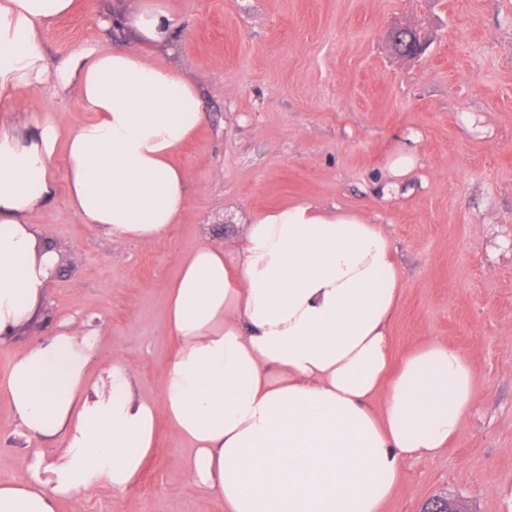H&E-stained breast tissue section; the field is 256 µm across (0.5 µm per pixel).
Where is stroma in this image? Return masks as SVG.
Masks as SVG:
<instances>
[{"label":"stroma","instance_id":"obj_1","mask_svg":"<svg viewBox=\"0 0 512 512\" xmlns=\"http://www.w3.org/2000/svg\"><path fill=\"white\" fill-rule=\"evenodd\" d=\"M47 28L49 58L137 45L116 26L121 0H94ZM175 54L156 62L200 89L207 121L179 150L187 183L180 224L160 241L98 236L69 207L63 156L51 201L30 223L62 250L47 290L46 335L72 316L101 330V361L133 366L156 397L174 344L168 291L179 259L205 239L236 245L235 214L299 200L385 225L404 290L391 323L402 357L429 339L466 358L475 398L458 436L406 462L383 512H423L436 496L466 512H512V0H168ZM394 28L418 30L419 55L397 54ZM415 136L418 163L382 198L391 152ZM55 442H27L0 395V482L53 476ZM191 447L166 419L136 486L96 483L58 512H224L184 469Z\"/></svg>","mask_w":512,"mask_h":512}]
</instances>
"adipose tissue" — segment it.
Listing matches in <instances>:
<instances>
[{"label":"adipose tissue","instance_id":"adipose-tissue-1","mask_svg":"<svg viewBox=\"0 0 512 512\" xmlns=\"http://www.w3.org/2000/svg\"><path fill=\"white\" fill-rule=\"evenodd\" d=\"M92 0H0V345L45 312L61 251L29 216L52 198L64 154L67 201L97 234L150 244L186 204L178 150L206 120L196 84L153 62L174 20L163 0H129L139 46L59 62L42 34ZM75 91L88 120L61 127L28 109L47 81ZM234 250L203 241L181 261L167 330L176 349L159 393L132 368H100V332L69 319L18 346L5 387L27 440H56L54 480L0 484V512H56L60 499L138 481L166 417L193 453L185 469L224 512H382L404 463L460 431L472 370L428 340L401 360L389 325L403 283L383 225L299 201L248 215Z\"/></svg>","mask_w":512,"mask_h":512}]
</instances>
